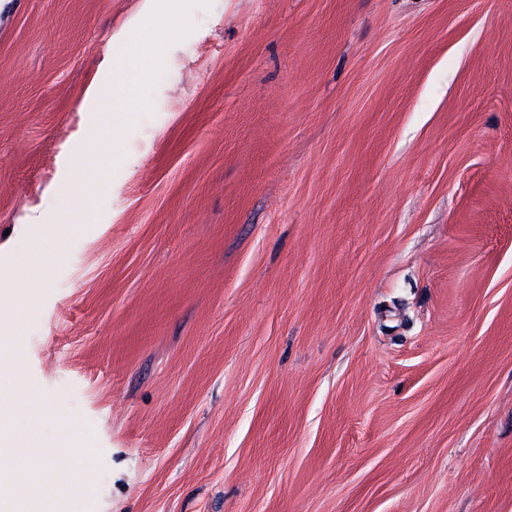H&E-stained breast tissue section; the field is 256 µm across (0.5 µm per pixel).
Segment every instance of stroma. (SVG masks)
<instances>
[{
  "instance_id": "obj_1",
  "label": "stroma",
  "mask_w": 512,
  "mask_h": 512,
  "mask_svg": "<svg viewBox=\"0 0 512 512\" xmlns=\"http://www.w3.org/2000/svg\"><path fill=\"white\" fill-rule=\"evenodd\" d=\"M0 318L59 512H512V0H0ZM149 76V69L145 59L140 58L137 63H130L125 71L112 79L109 84L112 111L126 112L127 106L134 99L135 88Z\"/></svg>"
}]
</instances>
